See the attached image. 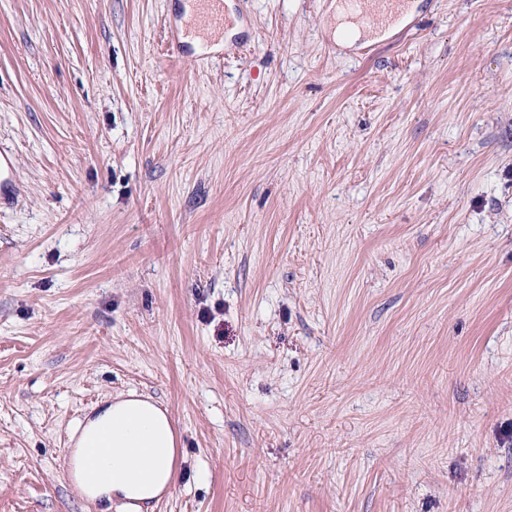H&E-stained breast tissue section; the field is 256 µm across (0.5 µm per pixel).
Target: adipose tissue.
I'll return each mask as SVG.
<instances>
[{
	"mask_svg": "<svg viewBox=\"0 0 512 512\" xmlns=\"http://www.w3.org/2000/svg\"><path fill=\"white\" fill-rule=\"evenodd\" d=\"M73 480L82 497L103 512H152L176 479L179 437L170 414L151 396L133 391L94 408L72 437ZM99 451L95 468L83 465Z\"/></svg>",
	"mask_w": 512,
	"mask_h": 512,
	"instance_id": "ef3b65f1",
	"label": "adipose tissue"
}]
</instances>
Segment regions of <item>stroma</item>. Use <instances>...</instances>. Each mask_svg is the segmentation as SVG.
<instances>
[{"instance_id":"obj_1","label":"stroma","mask_w":512,"mask_h":512,"mask_svg":"<svg viewBox=\"0 0 512 512\" xmlns=\"http://www.w3.org/2000/svg\"><path fill=\"white\" fill-rule=\"evenodd\" d=\"M0 0V512H97L69 438L131 389L154 512H512V0ZM196 11L193 17L195 25L222 29L228 21L224 18L222 0H196ZM403 0H350L348 4L352 10L364 12V15L373 21L383 13L393 11ZM357 16L347 10L344 3L336 4V38L340 39L342 33L346 32L349 43L358 41L361 38H369L372 28L362 22H356ZM16 194L13 164L9 157H0V206L11 203Z\"/></svg>"}]
</instances>
